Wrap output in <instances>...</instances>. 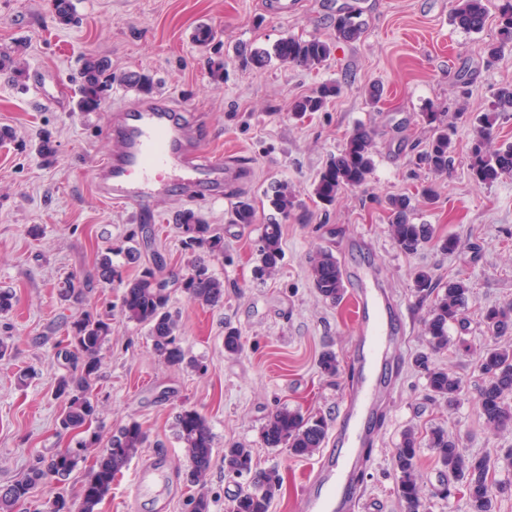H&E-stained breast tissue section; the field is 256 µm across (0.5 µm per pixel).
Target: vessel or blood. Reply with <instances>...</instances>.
<instances>
[{"mask_svg":"<svg viewBox=\"0 0 512 512\" xmlns=\"http://www.w3.org/2000/svg\"><path fill=\"white\" fill-rule=\"evenodd\" d=\"M120 148L96 164L94 179L105 199L120 206L138 207L158 195L179 191L195 193L219 187L224 180V162L208 156L191 134V123L181 107L169 98H153L123 107L117 114ZM388 304L380 288L360 283L354 293L355 348L362 365L380 357L390 346L393 330L384 313ZM378 399V387L365 381L343 409L328 452L312 479L317 492H304L300 512H347L352 474L338 465L335 451L347 449L349 461L360 465L369 459L361 452L362 421ZM166 463L152 456L137 466L132 480L134 495L165 477Z\"/></svg>","mask_w":512,"mask_h":512,"instance_id":"obj_1","label":"vessel or blood"}]
</instances>
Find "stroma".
<instances>
[{"mask_svg":"<svg viewBox=\"0 0 512 512\" xmlns=\"http://www.w3.org/2000/svg\"><path fill=\"white\" fill-rule=\"evenodd\" d=\"M297 11L280 17L267 0H74L78 23L58 25L49 0H0V52L22 59L23 82L0 72V128L12 138L0 144V287L11 288L12 310L0 315V339L12 348L0 363V486L20 478L39 459L75 447L93 436L109 437L135 421L147 431L149 456L156 445L168 454L177 487L141 497L131 509L132 471L124 469L101 503L100 512H186L195 486L185 480L188 460L175 434L177 415L196 409L209 422L214 454L203 488L210 512H230L233 499L250 489L249 476H231L222 461L226 444L252 450L256 469H278L283 486L269 512H297L309 485V472L325 449L296 458L287 449L265 447L260 431L280 407L324 416L335 424L349 394L359 384L353 359L356 324L346 282L339 302L323 299L308 276L317 252H332L343 270L370 271L394 300L402 317V338L387 351L382 407L365 451L368 466L358 471L362 502L377 512H406L395 493L392 458L407 430L419 432L418 458L423 512H471L463 486L449 498L433 496L440 466L427 444L440 428L458 438L470 454H490L497 480L512 483V430L485 426L478 408L483 377L476 353L489 341L482 322L485 308L512 301V174L491 184L476 183L468 149L477 118L486 113L498 89L512 84V46L488 59L487 46L498 28L496 0L478 33L451 22L456 0H298ZM358 13L364 32L354 42L336 37V16ZM212 29L209 46H199V26ZM320 37L335 49L320 68L308 70L271 62L257 69L244 63L240 48H271L280 39ZM104 58L114 82L97 112H78L83 63ZM224 63V78L213 81L210 63ZM136 71L153 76L155 93L167 96L198 119L206 154L223 159L227 169L223 202L208 193L187 198L179 192L155 198L150 209L134 214L98 193L93 169L115 152L112 113L139 94L121 80ZM68 91L62 102L33 97L37 73ZM340 82L341 93L321 111L296 116V97L320 84ZM381 86L378 103L368 91ZM446 113L456 129L455 164L443 176L419 167L416 155L430 136L423 112ZM371 132L375 168L366 183L340 192L332 205L317 203L313 182L331 155L357 126ZM50 138L55 156L45 163L38 152ZM287 185L297 208L282 221L283 258L271 276L256 272V248L267 222L265 192ZM433 185L436 196L421 195ZM414 198L413 221L432 225L438 237H453L454 251L442 253L434 241L416 253L402 252L388 233L387 199ZM253 201V224L230 223L238 198ZM193 210L223 236V252L196 251L224 281V301L210 307L192 301L177 276L189 256L182 246L176 215ZM135 247L137 259L123 255ZM116 249L113 261L123 278L164 259L160 275L170 288L181 346L194 366H170L152 347L147 327L120 313L122 286L98 276L96 259ZM429 271L440 285L465 281L470 288L466 329L448 327L447 349L431 353L432 366L455 373L462 393L454 406L431 402L423 372L409 360L425 347L423 321L429 309L414 287L417 270ZM83 291L81 302L62 299L65 281ZM112 316L110 341L101 352L94 391L98 408L79 432L58 425L63 407L54 394L67 368L56 357L67 342L66 325L82 309ZM236 328L243 349L224 350L226 327ZM468 344L470 353L459 351ZM335 352L340 366L328 376L319 355ZM31 370L28 386H18V369ZM81 462L62 483L44 480L18 512H46L57 495L75 498L89 469Z\"/></svg>","mask_w":512,"mask_h":512,"instance_id":"1","label":"stroma"}]
</instances>
